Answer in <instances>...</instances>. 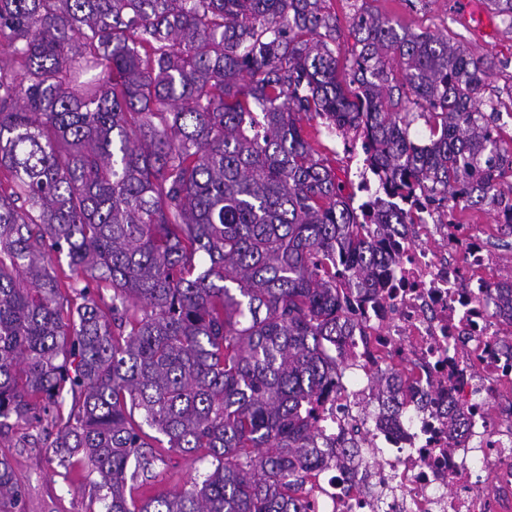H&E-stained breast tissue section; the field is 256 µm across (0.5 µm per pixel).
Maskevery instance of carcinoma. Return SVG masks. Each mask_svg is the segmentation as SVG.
<instances>
[{
    "label": "carcinoma",
    "mask_w": 512,
    "mask_h": 512,
    "mask_svg": "<svg viewBox=\"0 0 512 512\" xmlns=\"http://www.w3.org/2000/svg\"><path fill=\"white\" fill-rule=\"evenodd\" d=\"M325 2L0 0L21 63L0 74V430L55 432L58 467L104 512H307L309 406L345 373L329 344L378 296L407 221L383 194L512 200L493 62L361 13L341 78ZM485 6L512 29V0ZM311 123L363 142L370 222ZM400 392L377 379L383 402ZM163 443L210 467L147 496ZM21 494L1 456L0 512Z\"/></svg>",
    "instance_id": "1"
}]
</instances>
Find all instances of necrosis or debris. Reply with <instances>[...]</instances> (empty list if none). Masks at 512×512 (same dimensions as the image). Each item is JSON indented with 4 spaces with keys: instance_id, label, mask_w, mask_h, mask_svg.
<instances>
[{
    "instance_id": "1",
    "label": "necrosis or debris",
    "mask_w": 512,
    "mask_h": 512,
    "mask_svg": "<svg viewBox=\"0 0 512 512\" xmlns=\"http://www.w3.org/2000/svg\"><path fill=\"white\" fill-rule=\"evenodd\" d=\"M447 209L425 197L416 223L396 227L380 298L332 343L349 368L405 381L406 399L357 415L365 385L313 403L326 434L367 432L372 451L325 449L311 512H373L383 496L386 512H512V312L491 290L498 260L484 231L440 223Z\"/></svg>"
}]
</instances>
